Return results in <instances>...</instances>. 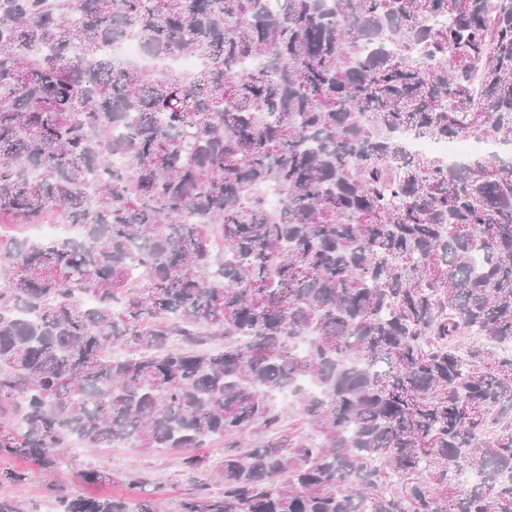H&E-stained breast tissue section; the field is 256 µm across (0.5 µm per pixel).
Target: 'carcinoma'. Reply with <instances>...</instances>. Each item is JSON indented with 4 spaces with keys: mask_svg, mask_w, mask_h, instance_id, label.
Wrapping results in <instances>:
<instances>
[{
    "mask_svg": "<svg viewBox=\"0 0 512 512\" xmlns=\"http://www.w3.org/2000/svg\"><path fill=\"white\" fill-rule=\"evenodd\" d=\"M406 133L512 145V0H0V226L81 230L0 234V457L221 437L182 512H512V163ZM408 145L409 149L413 153L435 154L443 158H447L450 162L457 161L458 159L473 153H497L495 151V147L491 145L477 143L467 139L446 142L422 140L412 137L409 138Z\"/></svg>",
    "mask_w": 512,
    "mask_h": 512,
    "instance_id": "carcinoma-1",
    "label": "carcinoma"
}]
</instances>
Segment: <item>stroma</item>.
Returning a JSON list of instances; mask_svg holds the SVG:
<instances>
[{
	"label": "stroma",
	"instance_id": "1",
	"mask_svg": "<svg viewBox=\"0 0 512 512\" xmlns=\"http://www.w3.org/2000/svg\"><path fill=\"white\" fill-rule=\"evenodd\" d=\"M225 441L218 440L204 448V462L193 472L185 471L177 452L159 448L143 452L135 448H91L85 445L71 449L68 476L61 481L47 478L38 468H31L30 480L22 487L0 485V496L22 501L25 512H61V494H91L99 497H129L133 491L129 477L146 479L147 489L161 502L162 512H181L185 500L198 493H218V469L224 459ZM105 467L111 470L113 482L87 487L76 477L79 470Z\"/></svg>",
	"mask_w": 512,
	"mask_h": 512
}]
</instances>
